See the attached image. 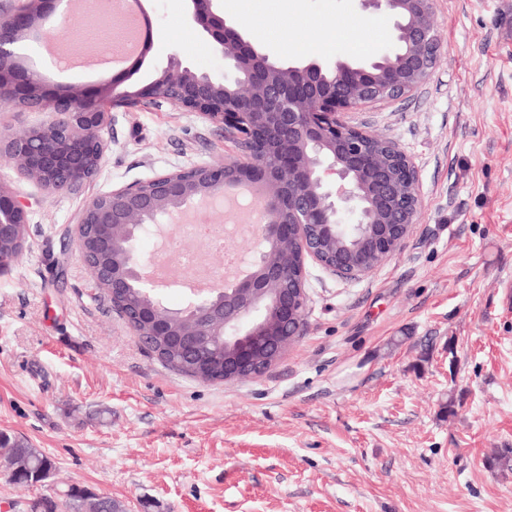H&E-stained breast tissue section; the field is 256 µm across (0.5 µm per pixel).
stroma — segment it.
I'll return each mask as SVG.
<instances>
[{"label":"stroma","instance_id":"obj_1","mask_svg":"<svg viewBox=\"0 0 512 512\" xmlns=\"http://www.w3.org/2000/svg\"><path fill=\"white\" fill-rule=\"evenodd\" d=\"M154 47L220 72L185 0H144ZM278 22L282 59L366 61L392 23L357 0H224ZM443 42L427 83L350 113L416 166L422 204L404 247L371 276L307 264V328L263 375L204 383L150 354L87 273L74 223L86 198L156 174L237 158L203 115L169 103L115 110L83 195H48L0 167L27 206V243L0 273V432L53 462L20 488L0 468V512L62 501L77 485L128 512H512V0H436ZM342 26L354 51L327 33Z\"/></svg>","mask_w":512,"mask_h":512}]
</instances>
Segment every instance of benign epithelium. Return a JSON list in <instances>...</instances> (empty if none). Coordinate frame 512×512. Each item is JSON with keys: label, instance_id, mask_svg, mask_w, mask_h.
Listing matches in <instances>:
<instances>
[{"label": "benign epithelium", "instance_id": "obj_1", "mask_svg": "<svg viewBox=\"0 0 512 512\" xmlns=\"http://www.w3.org/2000/svg\"><path fill=\"white\" fill-rule=\"evenodd\" d=\"M61 2L22 0L15 11L0 16V95L22 110L48 113L37 127L1 133L0 160L49 195H78L101 167L114 107L164 101L223 126L224 138L238 144L240 158L158 174L94 196L76 216L75 235L87 266L85 225L121 224L128 231L119 265L110 272L97 268L95 279L107 281L112 306L138 336L147 313L126 308L117 296L134 286L147 296L161 294L143 275L149 259L137 250L145 224L161 234L174 216L253 188L256 244L244 272L230 283L193 293L170 316L192 321L204 336L224 337L231 350L222 381L255 376L257 351L276 349V362L290 348L265 340L271 321L279 324L281 336L296 341L303 335L307 260L338 278L359 280L399 251L416 223L421 195L415 166L395 144L349 124L345 115L409 94L430 78L441 49L435 0H358L366 16L393 19L392 48L371 61L337 56L288 63L255 43L238 20L224 16L223 0H187L188 23L224 58V72L191 68L172 54L141 88L125 85L136 62L78 94L51 87L39 73L19 66L23 42L49 17H54V38L62 37L63 16L56 14ZM26 223L27 210L0 181V241L16 237ZM352 230L357 251L332 262L321 257L322 241ZM288 240L297 245L296 263L267 266L269 248ZM372 255L378 258L373 264Z\"/></svg>", "mask_w": 512, "mask_h": 512}]
</instances>
